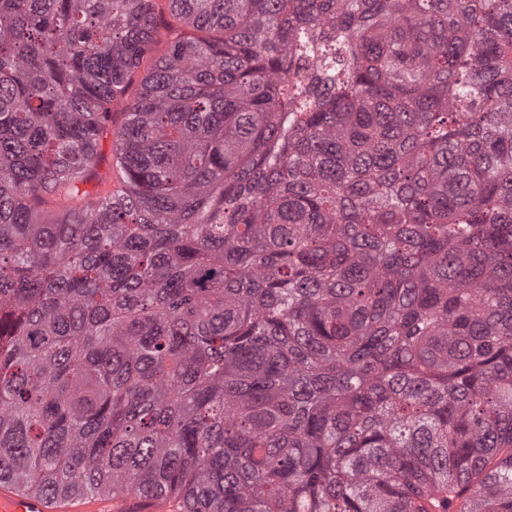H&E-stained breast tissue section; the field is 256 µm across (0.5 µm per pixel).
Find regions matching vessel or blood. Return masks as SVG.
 <instances>
[{"label":"vessel or blood","mask_w":512,"mask_h":512,"mask_svg":"<svg viewBox=\"0 0 512 512\" xmlns=\"http://www.w3.org/2000/svg\"><path fill=\"white\" fill-rule=\"evenodd\" d=\"M0 512H176L167 494L149 496H57L20 491L13 480L0 476Z\"/></svg>","instance_id":"obj_1"}]
</instances>
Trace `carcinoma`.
<instances>
[{
  "label": "carcinoma",
  "instance_id": "1",
  "mask_svg": "<svg viewBox=\"0 0 512 512\" xmlns=\"http://www.w3.org/2000/svg\"><path fill=\"white\" fill-rule=\"evenodd\" d=\"M0 473L512 512V0H0Z\"/></svg>",
  "mask_w": 512,
  "mask_h": 512
}]
</instances>
